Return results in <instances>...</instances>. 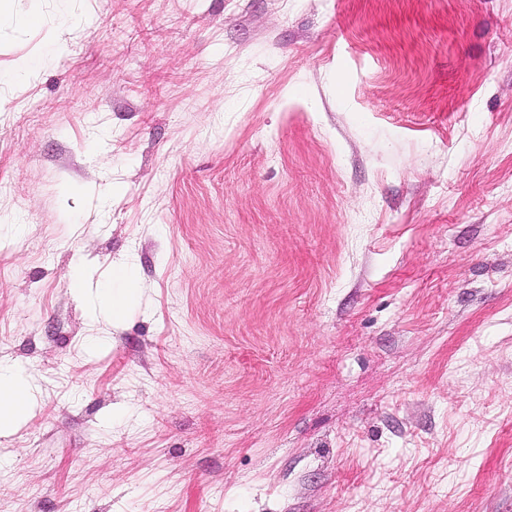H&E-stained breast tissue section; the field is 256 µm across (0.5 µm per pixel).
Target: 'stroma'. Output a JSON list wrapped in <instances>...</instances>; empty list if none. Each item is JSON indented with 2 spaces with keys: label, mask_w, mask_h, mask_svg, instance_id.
Listing matches in <instances>:
<instances>
[{
  "label": "stroma",
  "mask_w": 512,
  "mask_h": 512,
  "mask_svg": "<svg viewBox=\"0 0 512 512\" xmlns=\"http://www.w3.org/2000/svg\"><path fill=\"white\" fill-rule=\"evenodd\" d=\"M0 364V512H512V0H0ZM116 278L117 280L125 283L127 288L119 291H113L112 288H105L103 298L107 303L109 312L112 314V316L120 317L125 308L128 291L130 288H133L134 283L131 275L125 269L120 270ZM30 387L15 369L0 368V433L7 432L29 410Z\"/></svg>",
  "instance_id": "35a3bbf8"
}]
</instances>
